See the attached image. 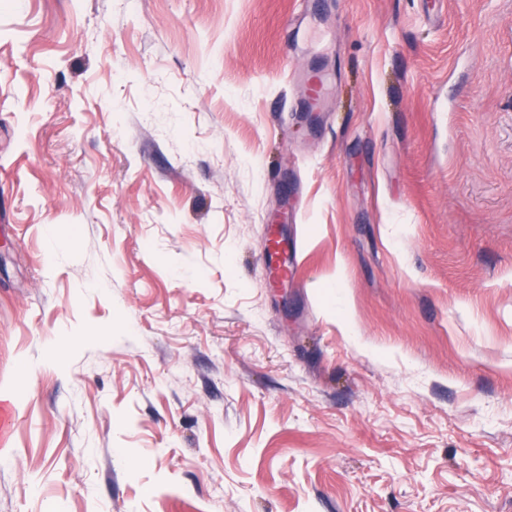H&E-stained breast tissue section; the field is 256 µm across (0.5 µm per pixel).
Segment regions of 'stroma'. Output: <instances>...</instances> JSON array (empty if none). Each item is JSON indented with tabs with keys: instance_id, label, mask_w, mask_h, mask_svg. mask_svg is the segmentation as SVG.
Returning a JSON list of instances; mask_svg holds the SVG:
<instances>
[{
	"instance_id": "obj_1",
	"label": "stroma",
	"mask_w": 512,
	"mask_h": 512,
	"mask_svg": "<svg viewBox=\"0 0 512 512\" xmlns=\"http://www.w3.org/2000/svg\"><path fill=\"white\" fill-rule=\"evenodd\" d=\"M1 400L0 512H512V0H0Z\"/></svg>"
}]
</instances>
